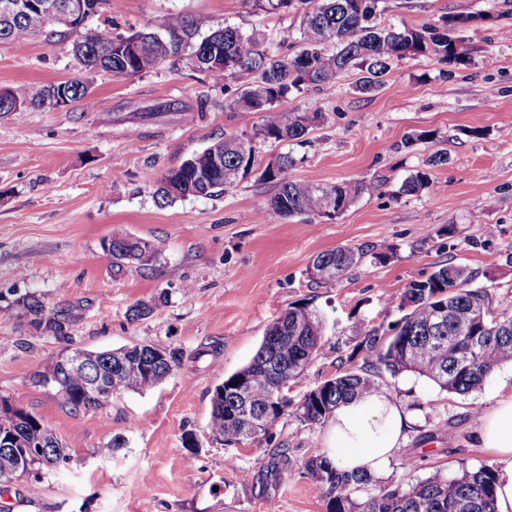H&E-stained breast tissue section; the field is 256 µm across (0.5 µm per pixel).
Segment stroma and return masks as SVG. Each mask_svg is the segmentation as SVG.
I'll return each instance as SVG.
<instances>
[{
  "mask_svg": "<svg viewBox=\"0 0 512 512\" xmlns=\"http://www.w3.org/2000/svg\"><path fill=\"white\" fill-rule=\"evenodd\" d=\"M180 13L211 26L298 37L299 14L269 11L254 0H105L98 24L124 35L159 30ZM446 14L477 17L463 35L470 66L432 56L394 66L385 86L358 91L360 71L308 88L284 102L324 120L305 143H261L256 166L291 150L297 179L319 184L377 182L335 220L261 221L272 185L248 178L217 197L163 206L155 181L191 154L227 135H251L260 115L225 104L223 81L175 60L134 77L100 72L86 100L60 109L0 112V399L55 429L68 462L6 484L8 512H326L325 490L305 469L325 450L326 424L283 416L238 448L213 440L211 397L257 351L286 309L306 306L327 321L326 345L289 396L300 401L336 375L343 361L362 364L353 326L380 329L399 320L395 300L438 266H466L486 287L493 311H512V0H385L384 24L419 27ZM70 37L43 33L21 48L0 42V89L35 92L72 79ZM208 98L206 111L196 109ZM178 112H153L159 102ZM412 147H404L407 138ZM433 190L399 194L401 182L434 153ZM427 167V166H426ZM127 234L164 250L122 274L102 243ZM369 256L331 284L308 267L339 246ZM386 254L377 262L375 254ZM66 309L65 338L36 332L22 298ZM153 311L135 320L136 304ZM134 343L178 349L180 364L157 387L124 392L96 409L74 410L37 375L73 349L104 351ZM512 371L498 368L466 395L441 390L414 373L383 375L381 387L416 416L384 486L408 484L433 467L449 476L493 466L479 438ZM120 439L121 448L104 454ZM287 444L290 467L276 476L266 450Z\"/></svg>",
  "mask_w": 512,
  "mask_h": 512,
  "instance_id": "1",
  "label": "stroma"
}]
</instances>
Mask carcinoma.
<instances>
[{"instance_id": "1", "label": "carcinoma", "mask_w": 512, "mask_h": 512, "mask_svg": "<svg viewBox=\"0 0 512 512\" xmlns=\"http://www.w3.org/2000/svg\"><path fill=\"white\" fill-rule=\"evenodd\" d=\"M385 0H265L274 11L303 12L299 45L287 53L271 52L266 37L247 34L231 25L212 28L196 40L198 24L180 14H169L162 24L163 34L138 31L128 35L140 41L143 61H130L122 34H113L85 23L74 30H62L73 37L72 47L82 49L78 59L83 74L112 71L117 76H136L172 57L186 56L190 66L215 79L235 80L251 76L233 98L239 108L261 113V123L252 136H226L205 150L193 154L168 170L157 182L153 198L168 204L189 197H212L224 193L256 172L257 141L302 144L309 130L323 120L321 107L313 103L304 112H285L279 104L308 87L336 82L357 69L365 73L359 89L370 93L385 85L393 65L415 57L433 56L448 65H468V48L459 53L460 41L448 20L465 26L469 15L443 16L421 27H394L377 21ZM55 26L52 16L30 8L19 18L0 20V41L16 47ZM70 90L74 103L88 96L84 78L53 83L42 90ZM297 159L290 152L279 154L277 166L259 172V179L271 183L275 194L262 211V218L280 222L295 216L338 218L369 185L343 181L326 185L297 179ZM433 187L429 173L419 169L407 176L398 193L418 194ZM107 252L120 273L128 263L147 266L162 252L161 243L151 244L144 254L139 240L125 235L112 241ZM367 253L361 249L338 247L317 255L309 268L316 283L330 284L358 266ZM475 275L459 265L444 264L426 279L413 281L404 290L398 307H408L389 329L382 332L360 324L356 335L363 337L364 363L326 379L307 393L296 406V414L308 424L329 419L336 408L359 395L380 389L382 375L411 372L431 380L440 389L467 394L481 388L505 363L512 362V313L489 311L488 290L473 285ZM33 316L37 331L66 337L70 320L62 310L36 298L23 300ZM483 314L480 320L472 314ZM326 328L322 316L306 306L290 307L267 328L251 361L217 385L211 398L209 430L226 447L251 440L245 434L243 403L239 385L250 382L248 407L264 416L258 435L267 436L293 401L288 397L292 384L301 378L324 346ZM151 344L131 345L130 367L123 371L121 390L143 392L156 387L180 362L175 348L157 346L164 358L152 369L132 367L133 359L144 356ZM89 373L75 371L64 376L62 397L74 410L92 409L102 403L86 392ZM50 448L41 457H29L32 468L55 467L68 461L65 447L53 430L40 420L7 401L0 402V452L24 454L39 444ZM288 448L280 444L269 450L268 465L277 474L288 473ZM308 472L322 484L328 497V512H495L494 470L481 466L449 477L437 470L406 486L402 484L370 492L376 479L361 472H344L322 453L306 462Z\"/></svg>"}]
</instances>
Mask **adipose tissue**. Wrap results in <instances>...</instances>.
Wrapping results in <instances>:
<instances>
[{"label": "adipose tissue", "instance_id": "adipose-tissue-1", "mask_svg": "<svg viewBox=\"0 0 512 512\" xmlns=\"http://www.w3.org/2000/svg\"><path fill=\"white\" fill-rule=\"evenodd\" d=\"M411 421L406 405L385 390L347 401L335 410L326 430L328 455L339 468L382 474ZM479 435L497 465L496 510L512 512V392L497 394Z\"/></svg>", "mask_w": 512, "mask_h": 512}]
</instances>
